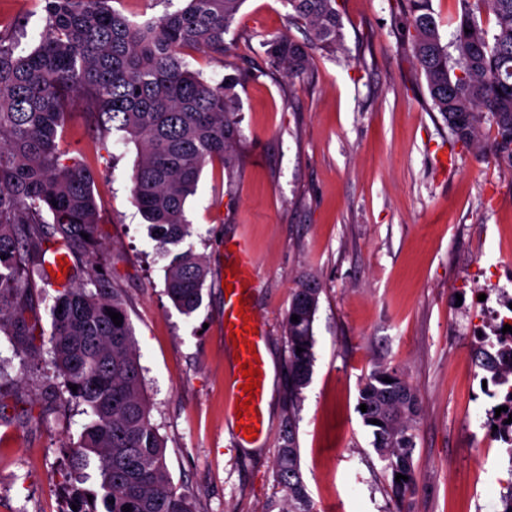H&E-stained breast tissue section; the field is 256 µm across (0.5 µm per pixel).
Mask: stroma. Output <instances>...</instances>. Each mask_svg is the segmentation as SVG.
Returning <instances> with one entry per match:
<instances>
[{
    "label": "stroma",
    "instance_id": "obj_1",
    "mask_svg": "<svg viewBox=\"0 0 512 512\" xmlns=\"http://www.w3.org/2000/svg\"><path fill=\"white\" fill-rule=\"evenodd\" d=\"M405 0H336L343 46L312 56L305 77L259 55L289 25L281 0H245L225 36L229 63L248 59L237 86L233 167L207 164L185 206L190 236L156 249L132 202L137 161L122 133L100 138L83 112L68 119L63 149L95 173L97 258L80 257L73 286L100 263L124 295L140 353L151 421L166 446L174 486L197 512H286L275 480L288 404L284 318L299 281L321 288L314 362L295 408V441L314 512H396L390 472L357 411L364 378L397 369L416 390L413 512H494L496 476L512 468L503 442L482 446L496 400L473 363L489 309L512 304V171L481 143L458 142L433 111L399 25ZM46 24L42 0H0V31L34 48ZM190 69L216 84L229 63L194 53ZM247 238L256 261L254 312L267 336L266 439L234 440L225 416V244ZM203 255L202 306L186 316L165 293L173 255ZM56 288L33 292L43 337L14 355L0 332V512H68L96 489V471L69 481L67 452L88 418L65 393L46 337Z\"/></svg>",
    "mask_w": 512,
    "mask_h": 512
}]
</instances>
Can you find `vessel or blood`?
<instances>
[{
  "instance_id": "obj_1",
  "label": "vessel or blood",
  "mask_w": 512,
  "mask_h": 512,
  "mask_svg": "<svg viewBox=\"0 0 512 512\" xmlns=\"http://www.w3.org/2000/svg\"><path fill=\"white\" fill-rule=\"evenodd\" d=\"M231 259L236 264V272H225L224 277L232 284L233 290L224 299V323L231 326L234 333L233 338L225 339V346H237L241 360H249L250 356H264L267 338L262 328L247 329L246 319L253 316L252 307L246 306L245 301L249 297L247 290L251 283L255 259L252 250L246 239H239L231 246ZM244 379L241 371H232L225 381V396L228 411H235L245 395L242 390ZM265 392H258L246 415L234 419V436L238 440H245L246 427H254L258 437H265L268 434V425L265 415Z\"/></svg>"
}]
</instances>
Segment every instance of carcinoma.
I'll return each mask as SVG.
<instances>
[{"label":"carcinoma","mask_w":512,"mask_h":512,"mask_svg":"<svg viewBox=\"0 0 512 512\" xmlns=\"http://www.w3.org/2000/svg\"><path fill=\"white\" fill-rule=\"evenodd\" d=\"M46 25L27 53L0 34V331L13 336V352H33L42 335L32 300L45 280L55 244L67 255L90 253L99 208L90 167L66 160L61 141L76 107L103 137L116 130L135 143L138 160L132 199L151 224L157 248L182 241L191 225L185 205L204 166L231 165L238 135L235 87L249 77L238 66L211 84L184 61L188 52L224 58V36L245 0H186L183 8L138 23L112 9L109 0H43ZM288 21L308 31L304 41L286 34L260 42L273 67L302 78L311 56L342 45L335 0H282ZM453 39L442 40L431 0H407V48L423 73L432 109L457 141L474 142L484 119L496 135L491 152L512 169V0H457ZM494 18L488 29L482 14ZM88 238H83V235ZM208 276L204 258L176 256L167 268L166 294L189 316L203 303ZM90 287L60 285L51 308L53 364L71 399L89 416L78 446L70 449L73 472L95 463L103 512H196L171 480L166 447L150 419L143 394L140 355L123 296L112 277L92 267ZM321 289L309 280L294 289L285 320L288 344V410L277 448L275 476L288 512H313L293 437L296 401L311 378L313 323ZM123 316L114 324L108 311ZM298 315V322L291 321ZM303 352L296 353V348ZM478 367L506 387L512 413V337L474 350ZM391 382L386 383L383 378ZM77 386L72 391L71 386ZM358 404L372 428L373 446L391 476L398 512H410L416 493L413 422L416 391L392 368L375 367Z\"/></svg>","instance_id":"obj_1"}]
</instances>
